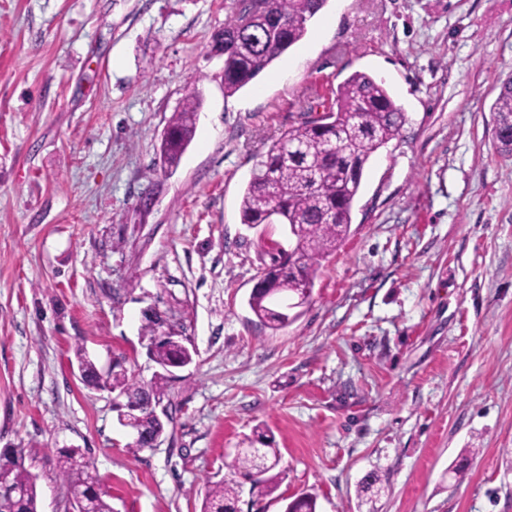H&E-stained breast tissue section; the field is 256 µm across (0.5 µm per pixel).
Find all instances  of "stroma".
<instances>
[{
    "mask_svg": "<svg viewBox=\"0 0 512 512\" xmlns=\"http://www.w3.org/2000/svg\"><path fill=\"white\" fill-rule=\"evenodd\" d=\"M229 4L0 0V450H24L38 512H68L54 458L71 447L114 512H201L258 426L282 481L240 512L303 492L320 512H512V157L491 112L512 0H328L232 95L214 47ZM357 71L408 122L274 332L247 299L294 242L242 224L241 195L271 141ZM191 94L195 134L170 168L162 140ZM149 309L195 355L167 385L160 442L136 450L115 393L72 361L80 345L150 380Z\"/></svg>",
    "mask_w": 512,
    "mask_h": 512,
    "instance_id": "stroma-1",
    "label": "stroma"
}]
</instances>
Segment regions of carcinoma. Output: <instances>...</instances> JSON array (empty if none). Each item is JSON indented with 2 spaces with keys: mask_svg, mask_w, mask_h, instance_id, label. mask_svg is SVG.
I'll list each match as a JSON object with an SVG mask.
<instances>
[{
  "mask_svg": "<svg viewBox=\"0 0 512 512\" xmlns=\"http://www.w3.org/2000/svg\"><path fill=\"white\" fill-rule=\"evenodd\" d=\"M327 0H232L230 13L216 45L224 54V93L246 87L275 59L301 41L309 22ZM197 97L186 98L174 113L162 144L164 163L178 164L191 142ZM495 139L500 154L512 156V76L502 81L491 106ZM407 123L404 109L382 81L356 71L333 91L324 111L289 127L273 140L253 170L240 200L241 223L250 228L281 224L295 245L277 249L261 268L248 306L261 326L280 330L292 321L288 295L302 288L312 293L321 261L336 251L351 232L352 209L373 154L398 138ZM165 319L144 314L143 337L161 372L148 382L137 380L116 363L103 375L81 346L75 349L80 379L89 388H110L126 398V418L134 421L131 447L150 448L164 433L155 413L171 369L192 360L183 345L159 336ZM234 470L251 477L256 500L273 495L279 487L280 449L262 431L244 440ZM56 471L71 496L87 497L93 512H113L93 475V463L78 448H63L55 458ZM239 485L230 478L206 483L202 512H236ZM0 512H37L34 478L21 453L0 452ZM284 512H317L316 497L302 493L285 505Z\"/></svg>",
  "mask_w": 512,
  "mask_h": 512,
  "instance_id": "1",
  "label": "carcinoma"
}]
</instances>
